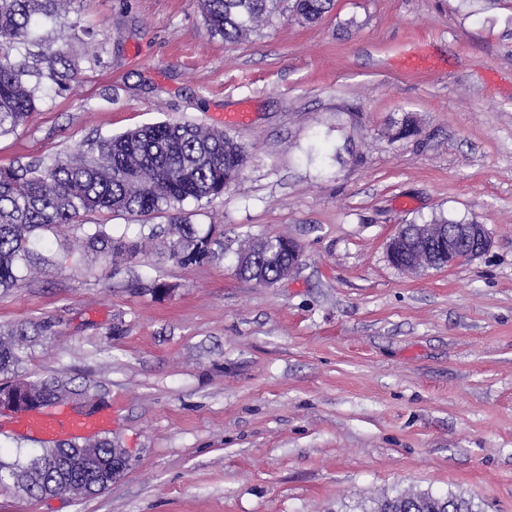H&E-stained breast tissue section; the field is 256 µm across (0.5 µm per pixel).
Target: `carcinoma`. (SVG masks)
<instances>
[{"label": "carcinoma", "instance_id": "carcinoma-1", "mask_svg": "<svg viewBox=\"0 0 512 512\" xmlns=\"http://www.w3.org/2000/svg\"><path fill=\"white\" fill-rule=\"evenodd\" d=\"M281 0H200L208 32L234 44L270 23ZM74 0H0V136L26 125L47 84L63 87L80 74L79 59L62 49L31 51L20 58V46L46 44L38 29L67 17ZM334 0H289V10L303 24H316L332 10ZM392 138L417 132L410 117L391 125ZM247 160L243 143L221 131L189 123L143 125L112 136L77 155L51 164L0 168V288H13L32 269L48 259L34 251L39 233L74 224L82 213L108 211L144 217L171 211L163 231L142 234L136 240L114 238L101 224L83 231L80 244L67 245L85 256L93 254L117 267L146 255L161 240V254L185 267L211 262L224 249L250 251L254 261L238 269L244 279L264 285L295 260L297 245L283 237L224 240L216 225L202 227L182 216L186 200L211 201L241 178ZM38 337V326L20 325L0 333V399L22 410L80 402L91 394L89 384H77L66 375L30 381L16 375L28 343ZM96 448L98 463L109 464L112 439L84 437L40 449L36 455L0 459V485L11 484L29 496L42 497L47 488L65 493L79 481L95 480L85 469L64 471L50 462L68 454L64 449ZM369 512H475L471 500L430 492H397L374 501Z\"/></svg>", "mask_w": 512, "mask_h": 512}]
</instances>
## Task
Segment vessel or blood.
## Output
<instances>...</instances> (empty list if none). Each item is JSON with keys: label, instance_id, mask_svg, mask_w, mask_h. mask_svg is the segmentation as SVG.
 I'll return each instance as SVG.
<instances>
[{"label": "vessel or blood", "instance_id": "obj_1", "mask_svg": "<svg viewBox=\"0 0 512 512\" xmlns=\"http://www.w3.org/2000/svg\"><path fill=\"white\" fill-rule=\"evenodd\" d=\"M16 427L30 431L45 441L72 439L92 431H106L112 427L111 413L104 412L93 417L70 412L32 413L20 411L16 414Z\"/></svg>", "mask_w": 512, "mask_h": 512}]
</instances>
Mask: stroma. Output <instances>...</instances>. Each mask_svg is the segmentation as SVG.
Wrapping results in <instances>:
<instances>
[{"label": "stroma", "instance_id": "obj_1", "mask_svg": "<svg viewBox=\"0 0 512 512\" xmlns=\"http://www.w3.org/2000/svg\"><path fill=\"white\" fill-rule=\"evenodd\" d=\"M71 19L53 40L83 35L80 78L0 137V167L145 124L224 129L244 176L184 214L303 257L262 286L230 252L115 271L67 255L81 224L44 232L53 263L0 288V327L42 325L21 375L90 384L132 465L85 498L0 485V512H364L397 491L512 512V0H335L318 25L284 9L236 44L208 35L197 0H78ZM419 49L436 70L401 68ZM244 105L249 124L225 126ZM407 115L417 134L389 137ZM440 215L485 224L489 252L393 267L397 225ZM168 222L82 224L136 237Z\"/></svg>", "mask_w": 512, "mask_h": 512}]
</instances>
